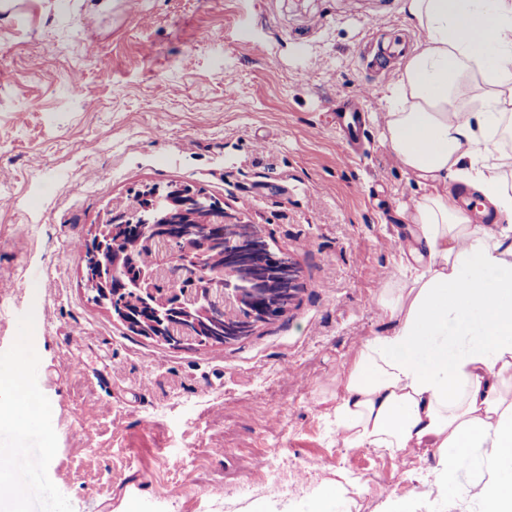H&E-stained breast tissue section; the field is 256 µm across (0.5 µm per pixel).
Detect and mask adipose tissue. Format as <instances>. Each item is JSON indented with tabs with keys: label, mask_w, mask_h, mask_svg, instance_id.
Here are the masks:
<instances>
[{
	"label": "adipose tissue",
	"mask_w": 512,
	"mask_h": 512,
	"mask_svg": "<svg viewBox=\"0 0 512 512\" xmlns=\"http://www.w3.org/2000/svg\"><path fill=\"white\" fill-rule=\"evenodd\" d=\"M420 40L387 87L382 143L428 186L404 219L414 245L380 288L386 333L336 377L331 430L344 448L434 449L427 494L512 512V0H403ZM491 206L475 222L449 190Z\"/></svg>",
	"instance_id": "1"
}]
</instances>
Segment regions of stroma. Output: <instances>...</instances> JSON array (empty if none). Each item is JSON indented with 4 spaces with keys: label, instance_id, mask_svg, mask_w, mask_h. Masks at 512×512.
Returning a JSON list of instances; mask_svg holds the SVG:
<instances>
[{
    "label": "stroma",
    "instance_id": "obj_1",
    "mask_svg": "<svg viewBox=\"0 0 512 512\" xmlns=\"http://www.w3.org/2000/svg\"><path fill=\"white\" fill-rule=\"evenodd\" d=\"M401 4L0 0V367L28 336L37 405L23 430L0 421V448L26 512H257L273 496L303 512L346 470L335 512H457L466 475L447 501L425 496L433 451H349L326 422L350 350L388 329L375 295L400 279L403 215L425 192L377 122L390 79L373 55L420 39ZM357 100L369 119L351 147L336 113ZM169 183L288 254L283 316L174 348L94 303L75 242Z\"/></svg>",
    "mask_w": 512,
    "mask_h": 512
}]
</instances>
